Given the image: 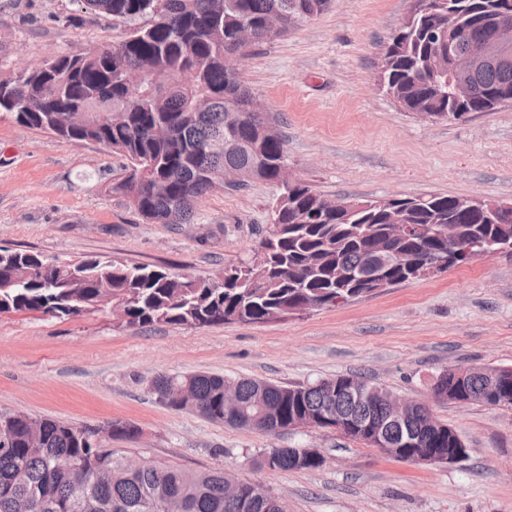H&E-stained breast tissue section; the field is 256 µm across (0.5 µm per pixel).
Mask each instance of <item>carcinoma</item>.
<instances>
[{
    "instance_id": "obj_1",
    "label": "carcinoma",
    "mask_w": 512,
    "mask_h": 512,
    "mask_svg": "<svg viewBox=\"0 0 512 512\" xmlns=\"http://www.w3.org/2000/svg\"><path fill=\"white\" fill-rule=\"evenodd\" d=\"M90 12L128 26L122 42L97 51L64 53L38 69L0 74V112L22 127L71 142H95L128 160L127 175L110 186L153 224H191L198 200L224 166L245 171L243 183L274 181L286 163L283 143L264 135L263 119L245 117L252 93L227 57L243 50L245 24L260 30L269 15L286 31L316 18L330 0H79ZM501 0H435L407 17L391 35L380 72L385 94L408 112L437 120L497 109L496 94L512 95V65L488 62L470 76L471 99L452 101L450 56L486 40L505 16ZM442 30L438 45L428 32ZM163 75L155 83L141 69ZM324 197L299 181L272 209V227L254 255L224 266V281L173 275L121 260H49L32 252L0 249V308L51 313L56 319L98 310L101 301L126 305L130 327L153 323L216 326L264 323L303 303L333 307L364 296L367 282L391 285L417 278L397 261L401 253L438 270L512 249V209L489 202L424 195L389 207L364 201L348 212L326 213ZM418 226L397 241L389 224ZM440 224L457 225L448 241ZM226 379L207 373L159 375L151 391L178 410L175 395L189 387L206 419L224 422ZM240 410L229 425L276 434L307 414L378 422L387 438L404 442L409 457L421 448H458V434L411 402V420L390 422V392L354 375H336L306 386L236 380ZM434 392L451 399L512 408V371L496 380L483 368L463 380L445 371ZM0 512H162L176 500L183 512H285L259 483L245 482L234 501L224 498V472H192L145 458L129 470L122 456L102 447L92 428L0 413ZM298 451L271 448L255 464L288 472L315 470L316 454L297 462Z\"/></svg>"
}]
</instances>
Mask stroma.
I'll use <instances>...</instances> for the list:
<instances>
[{"instance_id": "stroma-1", "label": "stroma", "mask_w": 512, "mask_h": 512, "mask_svg": "<svg viewBox=\"0 0 512 512\" xmlns=\"http://www.w3.org/2000/svg\"><path fill=\"white\" fill-rule=\"evenodd\" d=\"M413 0H332L315 19L252 46L239 68L281 138L293 177L346 200L435 194L512 203V107L429 121L378 87L391 34ZM124 23L79 0H0V69L119 43ZM123 156L66 142L0 114V247L50 259L89 256L213 278L270 228L278 184L217 186L190 224H150L107 185ZM512 367V252L265 323L128 327L110 310L57 320L0 315V412L95 429L124 456L190 471L230 470L263 484L287 512H512V409L435 400L447 369ZM202 372L306 385L339 374L429 407L465 443L453 464L402 462L328 430L276 434L214 423L162 404V374ZM272 448H314L315 470L271 472Z\"/></svg>"}]
</instances>
